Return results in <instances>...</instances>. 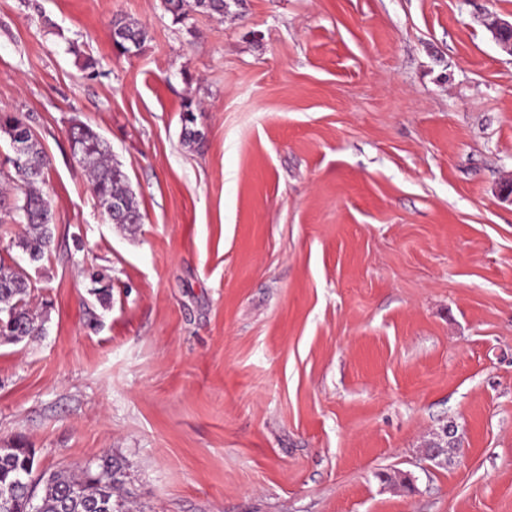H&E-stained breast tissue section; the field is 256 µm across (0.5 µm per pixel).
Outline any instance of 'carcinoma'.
<instances>
[{"instance_id":"cac0c4a2","label":"carcinoma","mask_w":512,"mask_h":512,"mask_svg":"<svg viewBox=\"0 0 512 512\" xmlns=\"http://www.w3.org/2000/svg\"><path fill=\"white\" fill-rule=\"evenodd\" d=\"M113 36L123 50L142 48L146 32L137 22L127 19L113 21ZM199 108L188 102L183 106L182 143L190 148L201 143L203 135L196 128L195 112ZM9 142L28 143L23 163L14 167L21 186L19 197L10 207L12 223L23 227L16 246L38 263L51 253L53 241L52 200L43 192L47 156L22 112H0V135ZM77 137L84 159L81 163L88 174L95 197L108 196L120 202V210L106 214L107 219L122 227L141 223L136 196L128 184L125 172L112 164L107 142L88 125L80 124L70 132ZM35 285L27 270L19 265L0 262V336L8 341H20L43 335L47 315L30 307ZM123 473L111 458L104 457L96 467L90 466L76 476L66 471L37 472L35 453L30 448H0V496L8 491L13 512H25L28 497L26 481L44 485L38 512H129L127 501L115 494L122 483Z\"/></svg>"}]
</instances>
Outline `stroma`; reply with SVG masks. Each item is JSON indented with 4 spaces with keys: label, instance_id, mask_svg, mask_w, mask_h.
I'll list each match as a JSON object with an SVG mask.
<instances>
[{
    "label": "stroma",
    "instance_id": "obj_1",
    "mask_svg": "<svg viewBox=\"0 0 512 512\" xmlns=\"http://www.w3.org/2000/svg\"><path fill=\"white\" fill-rule=\"evenodd\" d=\"M227 3L0 0V111L54 224L47 331L0 339V448L112 455L131 512H512V0ZM75 123L141 224L99 209ZM113 36L116 45L126 51L142 48L146 32L136 21L119 18L113 21ZM138 52V50H132L130 54ZM199 110L192 102H188L183 106L182 143L190 148L199 145L203 138L201 131L196 128L197 117L194 112ZM77 137L82 154L78 158L81 166L88 174L92 184L95 198L108 196L120 202V210L113 213H104L112 224L122 227H132L141 224L140 212L136 196L128 184L125 172L117 165L112 164V156L107 142L94 129L88 125L80 124L70 131V137Z\"/></svg>",
    "mask_w": 512,
    "mask_h": 512
}]
</instances>
